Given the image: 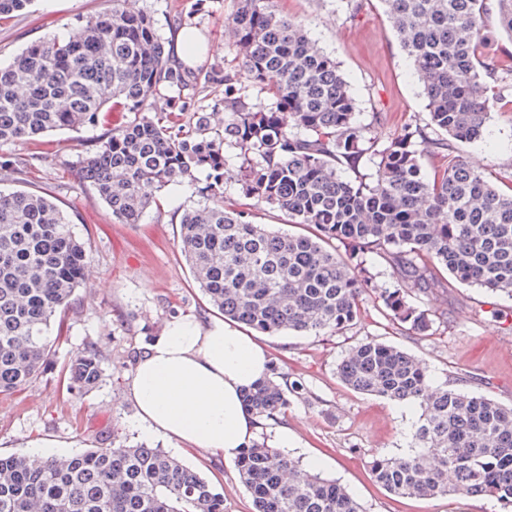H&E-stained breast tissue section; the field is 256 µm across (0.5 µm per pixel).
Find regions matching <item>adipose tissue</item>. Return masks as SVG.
<instances>
[{
    "mask_svg": "<svg viewBox=\"0 0 512 512\" xmlns=\"http://www.w3.org/2000/svg\"><path fill=\"white\" fill-rule=\"evenodd\" d=\"M269 370L265 347L231 322L173 318L145 348L130 376L135 426L238 457L260 426L242 394Z\"/></svg>",
    "mask_w": 512,
    "mask_h": 512,
    "instance_id": "obj_1",
    "label": "adipose tissue"
}]
</instances>
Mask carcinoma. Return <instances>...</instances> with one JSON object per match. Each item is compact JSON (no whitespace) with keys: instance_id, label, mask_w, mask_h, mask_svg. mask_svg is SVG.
<instances>
[{"instance_id":"obj_1","label":"carcinoma","mask_w":512,"mask_h":512,"mask_svg":"<svg viewBox=\"0 0 512 512\" xmlns=\"http://www.w3.org/2000/svg\"><path fill=\"white\" fill-rule=\"evenodd\" d=\"M225 28L242 57L237 69L205 71L204 83L174 64L151 16L125 0L60 37L49 35L0 67V146L54 130L102 122L84 147L92 189L122 224H139L151 191L191 183L204 203L180 219L182 253L211 305L263 335L340 333L356 324L359 296L378 291L390 316L431 330L434 290L444 271L463 285L512 297V192L452 155L454 142L480 138L485 90L512 92V72L480 61L488 43L484 0H382L427 100V121L384 141L357 123L356 101L339 66L275 0H233ZM497 27L512 41V0H497ZM276 76L273 99L253 94ZM224 83V126L198 106L208 84ZM173 92L149 115L161 87ZM448 156L428 176L424 153ZM233 153L239 196L224 203L222 170ZM368 157L367 174L346 179L342 163ZM207 172L205 180L197 173ZM265 206L287 234L250 221ZM350 247L340 254L336 244ZM391 271L380 286L367 267ZM89 258L87 243L48 195L0 192V399L41 371L51 323L71 302ZM103 371L87 346L70 360V380L91 388ZM272 376L245 389L246 408L273 419L298 386ZM351 389L423 412L403 457H377L375 480L395 495H490L512 502V408L458 389L428 392V374L407 352L375 340L348 349L338 367ZM254 512H363L341 485L306 470L265 441L237 459ZM0 512H224V495L198 470L160 448L118 445L53 455L38 466L0 455ZM250 220L254 224H275L285 233H305L307 228L298 224H288V219L278 212H273L264 207L252 208Z\"/></svg>"}]
</instances>
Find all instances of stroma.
<instances>
[{
  "instance_id": "stroma-1",
  "label": "stroma",
  "mask_w": 512,
  "mask_h": 512,
  "mask_svg": "<svg viewBox=\"0 0 512 512\" xmlns=\"http://www.w3.org/2000/svg\"><path fill=\"white\" fill-rule=\"evenodd\" d=\"M107 0H30L0 21V65H8L32 42L74 30L101 13ZM132 11L149 12L165 44L178 28L196 31L203 62L234 67L238 57L225 32L233 0H128ZM283 13L299 18L312 40L338 64L356 99L359 122H379L382 137L397 135L425 118L427 101L419 78L388 22L381 0H277ZM490 117L482 138L458 151L483 168L501 188L512 185V94L489 85ZM104 125L58 130L34 141L0 146L2 156L32 159L20 179L0 181V190L50 192L70 216L75 233L89 246V263L72 304L51 326L56 342L42 373L9 399L0 400V454L31 455L36 441H50L64 453L77 443L96 447L146 444L161 448L198 469L224 496V512H252V499L239 480L236 462L205 448H182L163 437H144L132 422L128 396L133 356L175 316L219 318L195 282L180 247L179 220L201 204L190 184L168 186L141 223L113 220L106 204L84 179V145ZM433 304L445 318L430 334L417 335L392 324L375 291L361 295L357 325L334 336L262 335L271 363L282 376L302 383L285 413L268 422V445L290 456L322 461L320 474L345 487L364 512H512L489 495L401 497L378 484L371 461L411 454L419 423L417 404L358 393L344 385L337 367L362 341L397 346L422 361L431 386H451L512 407V297L449 282ZM94 347L103 377L83 392L68 387L70 357Z\"/></svg>"
}]
</instances>
